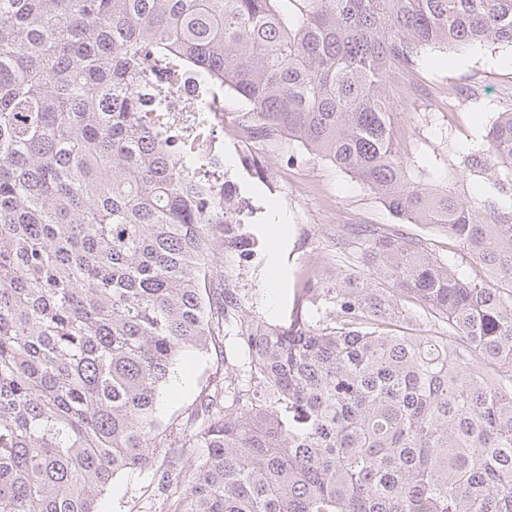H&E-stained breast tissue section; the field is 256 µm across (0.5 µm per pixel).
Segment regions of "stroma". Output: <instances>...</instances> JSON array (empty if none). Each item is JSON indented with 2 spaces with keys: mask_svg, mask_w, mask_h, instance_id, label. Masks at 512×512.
Masks as SVG:
<instances>
[{
  "mask_svg": "<svg viewBox=\"0 0 512 512\" xmlns=\"http://www.w3.org/2000/svg\"><path fill=\"white\" fill-rule=\"evenodd\" d=\"M396 140L410 173L427 170L434 187L462 200L489 195V181L467 164L481 149L498 113L512 111V46L482 43L467 49L426 51L414 77L412 99L399 105ZM224 143V168L258 213L250 226L258 240L256 257L240 263L238 285L258 299L259 312L276 320L290 310L293 289L304 268L328 273L356 265L353 253L336 240L337 227L354 229L385 224L430 240L437 254L451 260L461 275L482 274V267L440 230L395 217L356 178L328 162L307 157L284 166L276 153L265 157L267 181L252 178L238 166L232 130L215 129ZM192 374L174 399L163 398V422L182 419L209 381L224 376L216 350L190 354ZM165 493L155 471H130L116 477L101 496L99 512H157Z\"/></svg>",
  "mask_w": 512,
  "mask_h": 512,
  "instance_id": "1",
  "label": "stroma"
}]
</instances>
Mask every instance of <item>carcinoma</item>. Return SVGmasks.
Returning <instances> with one entry per match:
<instances>
[{
	"label": "carcinoma",
	"instance_id": "obj_1",
	"mask_svg": "<svg viewBox=\"0 0 512 512\" xmlns=\"http://www.w3.org/2000/svg\"><path fill=\"white\" fill-rule=\"evenodd\" d=\"M488 42L512 0H0V512H97L158 465L173 512H512V193L411 178L390 85ZM185 70L239 101L243 169L301 147L496 282L369 225L372 278L308 267L267 321L233 263L252 206L170 126ZM469 161L512 176V111ZM226 336L163 426L178 361ZM213 346L208 352L191 353L187 359L192 362V374L188 387L175 399L162 398L160 417L163 423L180 422L187 415L185 411L196 404L200 392L209 381L222 379L224 377V360Z\"/></svg>",
	"mask_w": 512,
	"mask_h": 512
}]
</instances>
